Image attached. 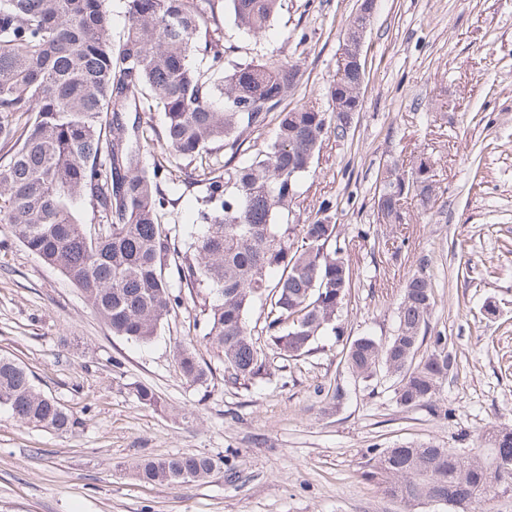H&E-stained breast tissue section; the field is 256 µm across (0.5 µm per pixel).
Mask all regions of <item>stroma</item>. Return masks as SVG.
I'll return each mask as SVG.
<instances>
[{
    "mask_svg": "<svg viewBox=\"0 0 512 512\" xmlns=\"http://www.w3.org/2000/svg\"><path fill=\"white\" fill-rule=\"evenodd\" d=\"M358 5L284 0L257 40L218 21L235 60L301 59L283 106L324 111ZM362 60V108L347 135H325L288 215L307 224L323 200L336 207L353 271L342 334L319 336L298 360L268 357L265 378L225 377L202 338L207 289L139 344L113 335L79 288L0 224V355L78 420L61 434L0 411V512H404L362 475L373 449L461 452L485 429L512 426V0H377ZM420 155L432 165L430 206L409 198L403 223H379L377 177ZM421 269L435 284L429 330L447 336L456 366L435 407L406 410L392 378L355 382L342 349L347 338L393 336L402 289ZM183 347L211 367L206 385L181 377ZM138 384L161 409L137 401ZM183 453L223 458L224 468L182 486L130 471Z\"/></svg>",
    "mask_w": 512,
    "mask_h": 512,
    "instance_id": "stroma-1",
    "label": "stroma"
}]
</instances>
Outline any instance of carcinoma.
Segmentation results:
<instances>
[{"mask_svg": "<svg viewBox=\"0 0 512 512\" xmlns=\"http://www.w3.org/2000/svg\"><path fill=\"white\" fill-rule=\"evenodd\" d=\"M234 24L258 37L272 25L282 0H224ZM128 26L110 34L106 0H0V223L45 264L80 288L112 329L149 343L184 304L183 291L207 288L214 303L203 339L223 355L236 381L266 373V356L247 315L266 312L262 332L270 350L288 362L313 350L318 336L340 331L334 322L349 293L352 269L346 238L329 200L309 224H284L328 130L342 137L363 83L346 71L330 90L325 113L313 106L288 111L282 102L302 76L301 64L278 54L257 61L228 58L215 22L216 0H125ZM161 112L156 131L144 121ZM278 119L262 150L235 164L247 135ZM202 171L197 220L203 231L185 244L165 223L170 194L189 167ZM434 189L425 157L375 187L384 224H401L402 201L429 206ZM105 225L92 236L88 224ZM175 269L177 283L165 276ZM435 305L432 280L406 282L397 306L396 334L349 342L344 363L358 381L381 369L396 377V403L433 406L454 366L448 337L427 335ZM426 355L416 356L421 347ZM183 379L207 381L189 349L178 352ZM137 401L160 409L152 389L135 387ZM16 421L71 431L76 420L38 390L16 359L0 356V410ZM512 427L482 432L466 454L428 443L384 448L364 476L406 509L452 494L456 512H486L491 492L512 488ZM224 459L175 454L136 462L143 483L184 485L221 470Z\"/></svg>", "mask_w": 512, "mask_h": 512, "instance_id": "cac0c4a2", "label": "carcinoma"}]
</instances>
